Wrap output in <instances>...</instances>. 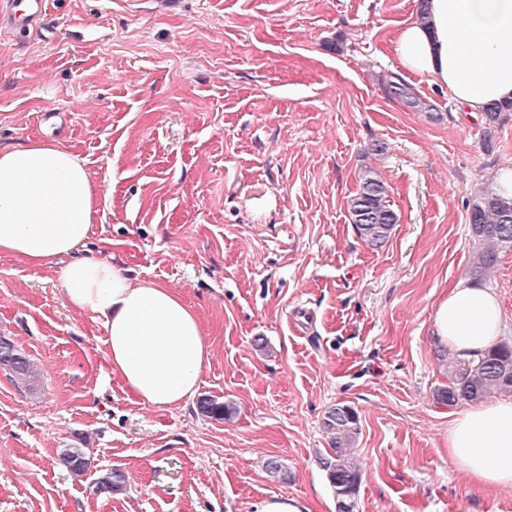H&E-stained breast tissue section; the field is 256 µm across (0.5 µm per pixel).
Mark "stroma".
I'll return each instance as SVG.
<instances>
[{"instance_id":"stroma-1","label":"stroma","mask_w":512,"mask_h":512,"mask_svg":"<svg viewBox=\"0 0 512 512\" xmlns=\"http://www.w3.org/2000/svg\"><path fill=\"white\" fill-rule=\"evenodd\" d=\"M419 0H50L53 35L0 40V147L68 148L99 189L85 249L174 288L211 343L196 401L152 406L107 360L97 317L0 254V336L38 368L32 395L0 369V512H257L272 496L337 512L318 457L326 411L353 407L354 512H512L448 454L451 352L433 313L462 280L493 291L512 345V250L473 278L475 194L512 163V115L484 116L414 83L390 98L397 31ZM61 106L66 116L45 119ZM386 146L375 154L373 143ZM397 222L361 239L348 201L364 168ZM80 448L90 467L62 461ZM277 459L279 475L266 463ZM116 469L123 487L99 493ZM385 88L391 97L403 102L409 108L420 112H432L434 110L432 105L417 96L413 88L397 74H391L390 79L386 81Z\"/></svg>"}]
</instances>
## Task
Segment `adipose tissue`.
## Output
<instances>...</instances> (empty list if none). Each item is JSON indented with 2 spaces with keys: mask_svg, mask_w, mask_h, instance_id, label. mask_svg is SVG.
I'll return each mask as SVG.
<instances>
[{
  "mask_svg": "<svg viewBox=\"0 0 512 512\" xmlns=\"http://www.w3.org/2000/svg\"><path fill=\"white\" fill-rule=\"evenodd\" d=\"M422 11L395 39L405 71L447 88L475 114L489 102L512 101V0H423ZM97 196L84 166L60 144L0 148V254L35 267L66 259L59 289L74 308L101 319L112 374L143 403L182 404L199 389L211 350L207 334L172 288L82 255ZM503 322L495 293L464 281L433 315L438 343L467 360L485 352ZM448 453L476 483L512 487V399L453 417Z\"/></svg>",
  "mask_w": 512,
  "mask_h": 512,
  "instance_id": "1",
  "label": "adipose tissue"
}]
</instances>
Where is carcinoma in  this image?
Returning a JSON list of instances; mask_svg holds the SVG:
<instances>
[{
	"label": "carcinoma",
	"mask_w": 512,
	"mask_h": 512,
	"mask_svg": "<svg viewBox=\"0 0 512 512\" xmlns=\"http://www.w3.org/2000/svg\"><path fill=\"white\" fill-rule=\"evenodd\" d=\"M385 88L391 97L412 109L434 110L397 74L390 76ZM511 112L512 101L486 106L484 140H490L492 128ZM359 180V190L349 202L352 223L360 238L372 247H380L389 238L397 216L387 200V187L374 169H365ZM469 223L478 241L471 270L474 276L481 277L495 266L501 251L512 250V197L494 189L482 190L473 199ZM0 368L9 371L29 393L38 392L39 378L30 359L5 338L0 339ZM495 393L512 394V345H494L478 360L448 363V387L437 392V400L448 406L460 402L475 404ZM198 410L205 416L222 417L231 414L233 407L204 397L198 402ZM323 425L329 434V448L319 457L320 467L336 496L338 512H353L361 480L360 468L352 457L360 434L359 416L351 406L338 404L327 412ZM63 460L76 475L84 473L90 465L81 448L65 449ZM123 482L124 475L111 470L99 479L97 490L110 493Z\"/></svg>",
	"instance_id": "obj_1"
}]
</instances>
